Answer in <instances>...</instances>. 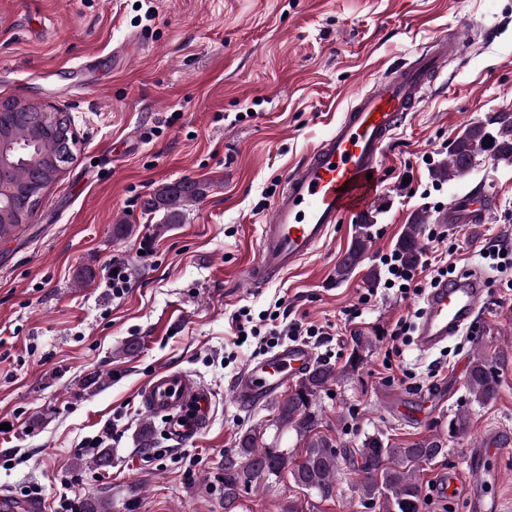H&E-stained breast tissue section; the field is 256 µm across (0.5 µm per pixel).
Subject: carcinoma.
Instances as JSON below:
<instances>
[{
  "mask_svg": "<svg viewBox=\"0 0 512 512\" xmlns=\"http://www.w3.org/2000/svg\"><path fill=\"white\" fill-rule=\"evenodd\" d=\"M0 136L36 154L34 163L18 161L4 176L12 185V209L26 217L37 204V189L50 187L58 180L54 160L71 150L73 134L68 117L57 124L43 121L38 108L12 100L0 115ZM489 154L512 164V114L501 113L467 127L454 142L448 160L436 171L440 179H455L470 172L477 157ZM203 188L193 181H180L158 190L148 200V209L164 211L169 224L181 222L185 209L199 201ZM425 217L407 225L397 247L403 261L415 265L421 257L420 235ZM372 222L367 219L343 260L336 266V278L346 279L362 262L371 242ZM341 376L331 365L318 363L296 382L286 398L277 404V423L290 428L303 443L301 457L277 453L258 445L256 433L239 436L237 448L224 454V512H236L240 493L253 482L280 479L287 475L293 485L321 500L336 495L338 480L337 445L318 431L314 410L321 391ZM468 389L482 403L494 400L498 383L486 357L475 355L468 373ZM447 452L446 442L437 435L423 437L405 446H397L380 433L364 436L344 455L360 457L355 467L358 497L365 507L378 506L379 512H420L421 489L417 469Z\"/></svg>",
  "mask_w": 512,
  "mask_h": 512,
  "instance_id": "carcinoma-1",
  "label": "carcinoma"
}]
</instances>
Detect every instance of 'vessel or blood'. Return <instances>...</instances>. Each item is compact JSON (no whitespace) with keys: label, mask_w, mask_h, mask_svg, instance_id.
<instances>
[{"label":"vessel or blood","mask_w":512,"mask_h":512,"mask_svg":"<svg viewBox=\"0 0 512 512\" xmlns=\"http://www.w3.org/2000/svg\"><path fill=\"white\" fill-rule=\"evenodd\" d=\"M455 50L454 41L436 37L401 67L377 78L354 99L335 130L289 173L262 229L258 257L246 272L252 285L261 286L308 258L344 215L358 214L372 201L386 148ZM494 205L491 196L465 194L451 201L445 216L455 224H483ZM485 288L482 276L468 268L433 283L424 297L418 348L432 350L468 329ZM314 362L307 345L280 346L239 373L233 399L241 407L268 403ZM138 396L147 416L166 418L167 434L178 444L196 443L212 425L211 393L187 372H155ZM498 449L497 434H489L469 448L465 480L448 478L463 483L471 512H503L500 499L485 492V460Z\"/></svg>","instance_id":"b4317fda"}]
</instances>
